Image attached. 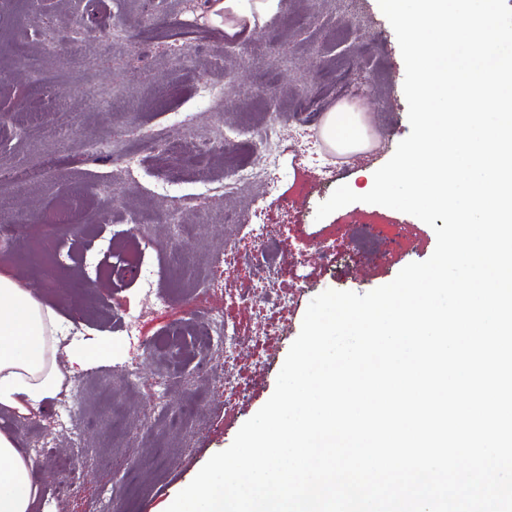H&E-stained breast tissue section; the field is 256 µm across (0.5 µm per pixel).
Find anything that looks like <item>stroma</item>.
<instances>
[{
    "label": "stroma",
    "mask_w": 512,
    "mask_h": 512,
    "mask_svg": "<svg viewBox=\"0 0 512 512\" xmlns=\"http://www.w3.org/2000/svg\"><path fill=\"white\" fill-rule=\"evenodd\" d=\"M0 0V165L17 172L40 169L34 182L0 187V225L11 227L19 250L43 251L45 236L57 248L49 281L27 259L0 256V274L12 275L70 322L67 340L107 337L111 355L73 373L84 381L82 436L57 419L63 397L29 416L0 414V431L22 445L49 441L54 456L75 445L89 450L77 491L58 496L64 480L52 462H34L41 489L36 512H96L102 499L112 512H166L215 453L272 395L278 373L297 338L310 301L325 290L363 294L392 281L436 246L433 229L415 216L361 201L316 219L318 205L340 185L368 191L369 173L393 155L410 132L403 93L405 66L395 33L378 0ZM121 31H114V20ZM37 55L55 78L47 97L26 58ZM370 146L350 155L342 172L327 176L307 165L303 142L321 118L354 90ZM74 118L71 131L54 126L57 106ZM283 141L282 184L269 196L261 181L235 183L224 155L258 141L267 127ZM203 144L223 135L224 149L186 162L158 153L164 135ZM112 141L135 153L95 151ZM80 212L60 222L58 206ZM275 237L255 239V207ZM144 213L139 229L127 218ZM371 226L375 246L352 235ZM141 241L137 262L126 259ZM236 262L214 278L224 253ZM171 290L174 303L153 307L146 286ZM293 302L279 308V295ZM138 315L140 341L114 329L115 318ZM218 315L238 345L232 358L214 346L199 352L185 337L179 364L164 390L154 385L166 369L152 339ZM136 367L142 384L125 385L121 366ZM238 382L241 393L225 389ZM164 399L172 411L188 409L185 426L148 421L134 439L99 424L107 408L146 419Z\"/></svg>",
    "instance_id": "35a3bbf8"
}]
</instances>
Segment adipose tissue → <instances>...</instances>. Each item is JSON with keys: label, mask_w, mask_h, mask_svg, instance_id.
<instances>
[{"label": "adipose tissue", "mask_w": 512, "mask_h": 512, "mask_svg": "<svg viewBox=\"0 0 512 512\" xmlns=\"http://www.w3.org/2000/svg\"><path fill=\"white\" fill-rule=\"evenodd\" d=\"M324 137L342 152L362 147L364 126L359 113L339 108L325 115ZM66 319L58 310L0 274V412L27 416L43 410L62 390L65 376L58 358L90 363L109 357V344L99 338L81 346H63ZM33 462L19 437L0 431V512H35L39 486Z\"/></svg>", "instance_id": "obj_1"}]
</instances>
